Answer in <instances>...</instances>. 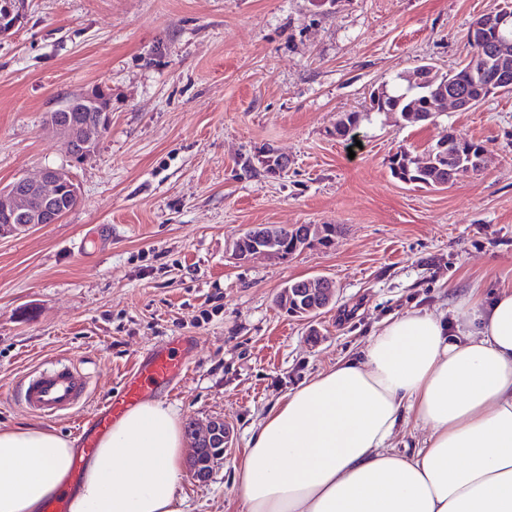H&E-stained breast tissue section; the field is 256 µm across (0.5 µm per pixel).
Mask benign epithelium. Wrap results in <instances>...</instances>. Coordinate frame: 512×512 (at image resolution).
I'll return each instance as SVG.
<instances>
[{"label":"benign epithelium","instance_id":"benign-epithelium-1","mask_svg":"<svg viewBox=\"0 0 512 512\" xmlns=\"http://www.w3.org/2000/svg\"><path fill=\"white\" fill-rule=\"evenodd\" d=\"M26 0H0V39L16 32L24 19ZM512 70V57L495 47L487 52L479 75L486 88L499 90L501 79ZM112 117V93L105 86L86 89L65 100L59 108L48 113L47 121L63 138L68 153L76 160L92 156ZM79 188L69 171L45 167L34 177L22 176L0 190V228L25 227L30 224H54L74 205ZM321 225H306L293 233L289 255L317 245L311 238ZM269 227L248 228L232 243V255L245 262L257 254L274 255L270 249ZM335 299L333 281L318 277L306 280L298 288L285 287L279 305L297 316L309 317L329 306ZM197 440L206 444L194 450L190 473L193 480L206 483L212 477V461L226 459L232 454V435L224 419L213 418L203 427Z\"/></svg>","mask_w":512,"mask_h":512}]
</instances>
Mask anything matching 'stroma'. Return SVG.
Listing matches in <instances>:
<instances>
[{
	"instance_id": "35a3bbf8",
	"label": "stroma",
	"mask_w": 512,
	"mask_h": 512,
	"mask_svg": "<svg viewBox=\"0 0 512 512\" xmlns=\"http://www.w3.org/2000/svg\"><path fill=\"white\" fill-rule=\"evenodd\" d=\"M496 0H28L0 39V185L71 172L77 204L57 223L0 233V425L75 439L139 356L171 336L199 349L162 397L183 423L223 418L235 448L209 482L183 474L185 512H243L233 464L288 391L360 353L386 320L452 309L512 287V94L430 124L374 114L361 146L338 116L422 62L448 72ZM112 125L81 162L46 115L93 85ZM485 167L444 190L405 185L388 157L448 132ZM288 160L270 174L268 153ZM335 224L329 247L236 261L253 225ZM323 276L334 304L310 319L276 303ZM90 376L80 411L54 420L11 399L23 372L60 356Z\"/></svg>"
}]
</instances>
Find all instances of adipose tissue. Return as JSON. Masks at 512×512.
I'll return each instance as SVG.
<instances>
[{
	"label": "adipose tissue",
	"mask_w": 512,
	"mask_h": 512,
	"mask_svg": "<svg viewBox=\"0 0 512 512\" xmlns=\"http://www.w3.org/2000/svg\"><path fill=\"white\" fill-rule=\"evenodd\" d=\"M425 432L397 451L398 426ZM73 441L0 426V512H41ZM182 423L146 403L104 435L71 512H184ZM244 512H512V289L458 301L452 318L390 319L361 357L288 392L238 464Z\"/></svg>",
	"instance_id": "ef3b65f1"
}]
</instances>
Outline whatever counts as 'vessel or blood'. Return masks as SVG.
Instances as JSON below:
<instances>
[{
  "label": "vessel or blood",
  "mask_w": 512,
  "mask_h": 512,
  "mask_svg": "<svg viewBox=\"0 0 512 512\" xmlns=\"http://www.w3.org/2000/svg\"><path fill=\"white\" fill-rule=\"evenodd\" d=\"M196 350L194 337L176 336L135 362L125 374L120 390L99 406L83 432L81 446L67 478L69 484L82 480L85 466L94 455L101 436L117 419L146 400L172 389L186 377L189 361ZM88 394L87 374L68 361L26 372L13 397L25 411L53 419L77 410Z\"/></svg>",
  "instance_id": "obj_1"
}]
</instances>
